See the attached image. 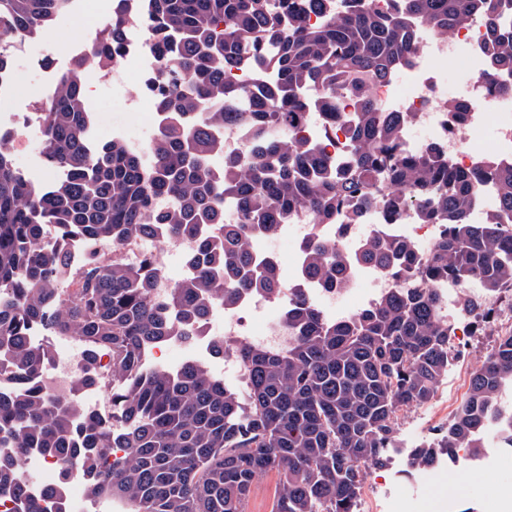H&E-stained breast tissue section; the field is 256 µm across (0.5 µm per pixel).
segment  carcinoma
Wrapping results in <instances>:
<instances>
[{
	"label": "carcinoma",
	"instance_id": "1",
	"mask_svg": "<svg viewBox=\"0 0 512 512\" xmlns=\"http://www.w3.org/2000/svg\"><path fill=\"white\" fill-rule=\"evenodd\" d=\"M69 0H0V34L47 31ZM324 0H147L156 33L155 84L159 111L178 117L152 140L150 160L115 139L89 140L92 113L85 100L90 66L121 60L125 0H112V22L89 53L58 79L42 112L44 156L64 170L50 190L26 180L9 149L0 146V374L16 390L0 398V493L23 495L19 461L31 448L53 460L60 480L50 490L57 512L70 471H82L92 500H118L124 512H245L257 479L273 474L271 512H355L364 467L388 461L398 414L423 404L448 374L451 321L432 288L443 279L468 289L458 311L490 323L487 299L512 300V163L489 159L455 169L439 153H394L401 120L379 110L360 85L350 165L333 168L314 148L283 136L321 106L329 108L342 79H382L413 55V23L442 35L477 18L495 27L502 0H402L394 14L360 8L308 23L306 8ZM492 67L512 70V37L493 36ZM272 79L249 88L226 80L241 60ZM209 101L233 111H203ZM235 119L253 140L251 155L224 151L217 132ZM224 157L219 172L212 158ZM495 179V208L473 224L479 182ZM389 180V205L411 206L445 233L425 253L400 239L372 237L346 253L318 240L305 247L304 274L333 287L349 265L392 267L414 288H397L345 321H330L300 302L286 310L295 333L286 353L241 345L247 405L202 361L175 372L147 368L142 351L169 336H192L209 311L228 309L243 295L271 297L280 283L274 265L257 263L254 233L268 237L305 206L322 224L351 204L356 218ZM158 197L167 199L161 209ZM236 212L226 222L224 205ZM52 224L65 243L79 237L117 249L153 235L163 224L175 239L206 224L224 236L200 240L197 272L155 299L161 268L89 253L73 280L67 253L41 244ZM477 284L480 293L469 292ZM40 323L73 333L95 374L101 352L112 354V413L120 429L85 412L77 396L45 385L50 350L32 343ZM512 386V330L497 334L491 353L470 376L465 398L448 422L412 449L409 467L453 461L484 447L486 422L501 390Z\"/></svg>",
	"mask_w": 512,
	"mask_h": 512
}]
</instances>
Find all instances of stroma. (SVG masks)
I'll return each instance as SVG.
<instances>
[{
  "instance_id": "35a3bbf8",
  "label": "stroma",
  "mask_w": 512,
  "mask_h": 512,
  "mask_svg": "<svg viewBox=\"0 0 512 512\" xmlns=\"http://www.w3.org/2000/svg\"><path fill=\"white\" fill-rule=\"evenodd\" d=\"M139 86H130L127 93L114 94L111 87L102 85L88 108L93 114L91 138L102 145L112 139L144 136L150 124L148 110L135 107L133 98L143 95ZM16 167L35 184L52 185L59 179L42 152V134L32 127L26 149L15 155ZM498 332L496 325L473 332L462 354L451 362L448 373L441 380L434 398L423 405L411 407L407 417L399 422L396 446L389 452L386 467H366L365 489L369 493L371 512H387L392 497L401 496L411 485H418L419 504L410 512H480L487 486L499 485L506 492L505 512H512V471H492L482 477L445 469L426 472L408 471L407 458L415 445L432 437L436 429L447 423L451 406L457 405L468 389L470 373L489 354Z\"/></svg>"
}]
</instances>
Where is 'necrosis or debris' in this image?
<instances>
[{
	"mask_svg": "<svg viewBox=\"0 0 512 512\" xmlns=\"http://www.w3.org/2000/svg\"><path fill=\"white\" fill-rule=\"evenodd\" d=\"M136 19L127 27L124 36L125 67H104L100 82L124 88L134 72L154 70L155 49L153 31L144 9H137ZM512 34V6L504 7L496 28L484 21H474L457 29L450 36H442L427 29H419L417 49L401 69L403 86L393 82H368L381 111L399 112L405 117L400 146L412 152L438 149L449 164L458 169H469L493 157L512 160V74L498 76L506 92L488 90L482 83V74L490 67L488 45L492 32ZM462 68L466 78L456 94L457 100L469 103L465 120H457L448 110V96L442 88L443 72L448 66ZM354 100L349 96L337 98L334 112H315L308 122L295 129L296 139L314 146L331 163L345 165L349 160L348 139L354 124ZM496 124V138L491 152L477 150L474 142L488 122ZM438 224L422 223L416 211L402 208L391 211L386 204L371 203L361 212L358 223H349L346 212L336 214L332 224L316 223L312 212L302 208L289 223L281 225L278 235L288 242L290 256L281 259L269 248L265 235L255 234L254 255L263 262L272 263L283 285L279 299L242 296L230 309L215 307L203 326L207 344L216 340L246 339L254 345L274 352H286L293 341L284 320L283 309L296 294H303L322 313L333 319L347 320L370 307L378 297L396 288L410 287V280L397 277L384 269L363 267L354 269L341 286L326 288L302 276L304 241L317 238L324 243L346 248L348 243H361L371 237L403 239L420 250H428L441 234ZM197 247L195 240L175 241L169 238L164 226H157L152 238L126 243L119 251L121 259L136 262L154 249H161L172 260L182 275H190L187 258ZM30 339L46 345L52 351V373L46 384L64 396L73 393L74 377L82 373L84 345L79 337L67 336L63 341L33 330ZM29 481L26 493L39 502L42 512H56L55 499L47 492L54 485L55 468L39 450L29 451L21 462Z\"/></svg>",
	"mask_w": 512,
	"mask_h": 512,
	"instance_id": "1",
	"label": "necrosis or debris"
}]
</instances>
